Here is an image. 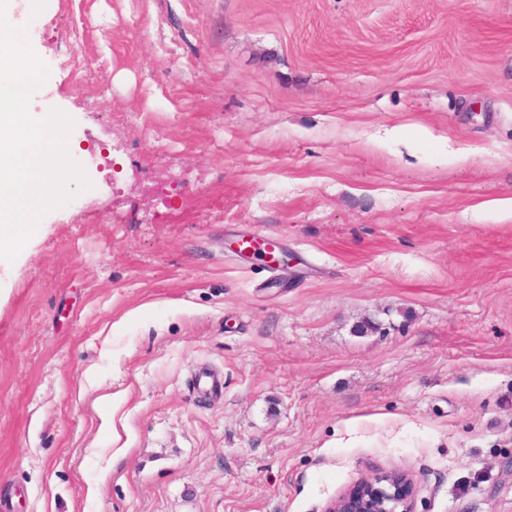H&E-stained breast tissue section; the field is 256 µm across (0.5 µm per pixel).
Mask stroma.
I'll list each match as a JSON object with an SVG mask.
<instances>
[{
	"label": "stroma",
	"instance_id": "obj_1",
	"mask_svg": "<svg viewBox=\"0 0 512 512\" xmlns=\"http://www.w3.org/2000/svg\"><path fill=\"white\" fill-rule=\"evenodd\" d=\"M5 16L113 166L0 260V512H512V0ZM412 479L399 470L362 476L326 507L325 512H414Z\"/></svg>",
	"mask_w": 512,
	"mask_h": 512
}]
</instances>
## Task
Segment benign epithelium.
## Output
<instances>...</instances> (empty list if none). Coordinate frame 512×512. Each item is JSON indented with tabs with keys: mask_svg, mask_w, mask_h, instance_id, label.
I'll return each instance as SVG.
<instances>
[{
	"mask_svg": "<svg viewBox=\"0 0 512 512\" xmlns=\"http://www.w3.org/2000/svg\"><path fill=\"white\" fill-rule=\"evenodd\" d=\"M324 512H414L412 479L399 470L362 476L332 500Z\"/></svg>",
	"mask_w": 512,
	"mask_h": 512,
	"instance_id": "1",
	"label": "benign epithelium"
}]
</instances>
